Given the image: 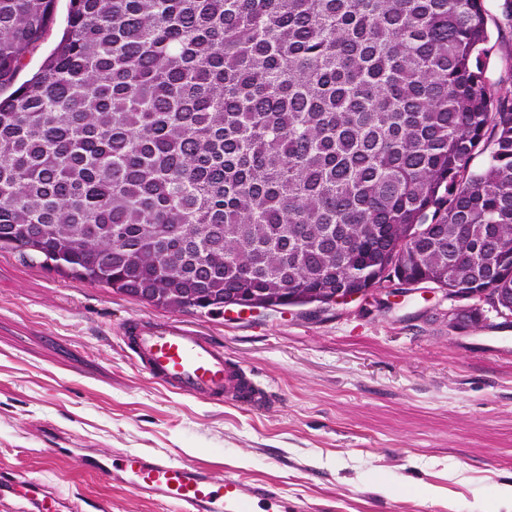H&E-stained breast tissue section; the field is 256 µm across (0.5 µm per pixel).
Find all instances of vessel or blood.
<instances>
[{"label":"vessel or blood","instance_id":"obj_1","mask_svg":"<svg viewBox=\"0 0 512 512\" xmlns=\"http://www.w3.org/2000/svg\"><path fill=\"white\" fill-rule=\"evenodd\" d=\"M122 336L136 363L171 392L254 410L274 402L268 388L222 345L181 323L135 318L125 323ZM78 463L173 512H288L286 495L273 485L233 475L218 478L205 468L148 453L103 454L89 448ZM8 495L27 501L32 512H57L59 505L55 492L21 477L0 484V496Z\"/></svg>","mask_w":512,"mask_h":512}]
</instances>
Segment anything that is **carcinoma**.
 <instances>
[{
    "mask_svg": "<svg viewBox=\"0 0 512 512\" xmlns=\"http://www.w3.org/2000/svg\"><path fill=\"white\" fill-rule=\"evenodd\" d=\"M55 4L0 0V251L174 311L393 275L512 312L483 0H69L19 84ZM68 8V0H57L55 9V23L44 41H42L37 48L27 54L24 60L25 66L18 75L19 84L28 79L32 73H34L40 67L44 58L54 48L61 30L65 26Z\"/></svg>",
    "mask_w": 512,
    "mask_h": 512,
    "instance_id": "carcinoma-1",
    "label": "carcinoma"
}]
</instances>
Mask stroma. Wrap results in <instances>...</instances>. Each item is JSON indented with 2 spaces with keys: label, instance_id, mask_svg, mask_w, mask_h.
<instances>
[{
  "label": "stroma",
  "instance_id": "1",
  "mask_svg": "<svg viewBox=\"0 0 512 512\" xmlns=\"http://www.w3.org/2000/svg\"><path fill=\"white\" fill-rule=\"evenodd\" d=\"M414 290L404 317L355 301L173 313L0 252V473L84 512H170L46 448L146 452L268 481L296 512H498L512 484V315L465 332ZM181 321L272 390L262 411L170 393L131 359L126 320Z\"/></svg>",
  "mask_w": 512,
  "mask_h": 512
}]
</instances>
